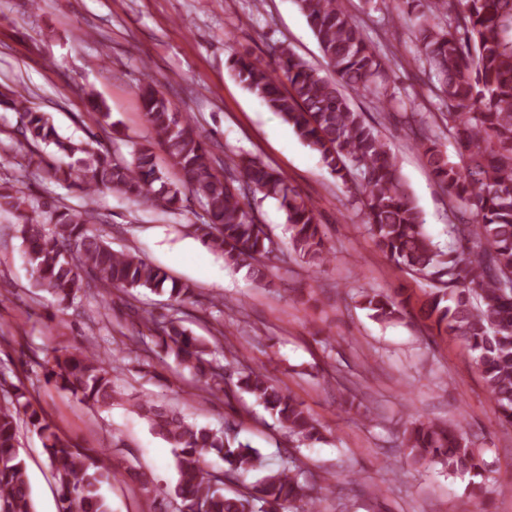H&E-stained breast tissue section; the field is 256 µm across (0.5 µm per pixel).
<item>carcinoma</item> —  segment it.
Returning <instances> with one entry per match:
<instances>
[{"mask_svg":"<svg viewBox=\"0 0 512 512\" xmlns=\"http://www.w3.org/2000/svg\"><path fill=\"white\" fill-rule=\"evenodd\" d=\"M336 79L322 76L288 44L270 47L271 61L236 55L230 69L238 82L290 125L320 156L329 174L347 189V205L361 215L367 233L401 271L431 282L435 291L418 309L410 298L363 293L359 304L381 322L419 316L439 334L454 336L475 354L486 388L503 423L512 425V0H389L396 15L414 11L413 64L432 85L439 113L423 112L407 98L402 124L435 181L448 196V251L425 230L415 197L401 177L383 132L395 99L381 57L367 41L343 0H294ZM375 100L372 123L352 106L349 93ZM142 110L166 148L177 179L159 168L151 144L137 146L128 161L90 132L61 137L48 113L10 86L0 88V106L17 114L0 126V150H19L17 168L0 180V212L13 214L33 286L50 294L63 313L81 297L138 289L168 293L174 314L142 317L149 336L132 328L124 346L148 339L189 370L211 393L234 398L245 392L277 417L302 445L321 439L318 421L259 369L243 366L232 378L213 357L210 341L183 325L195 303L192 285L172 279L137 252L115 251L96 228L106 216L90 206L100 192L150 202L163 212L180 209L185 193L198 198L206 219L193 225L201 243L224 263L254 281H268L278 246L260 222L253 201L273 199L286 214L293 252L311 268L330 260L317 203L284 175L252 157L224 172L206 136L185 112L173 110L150 78L139 86ZM97 122L115 126L104 103L89 98ZM439 118L454 153L433 129ZM31 181H51L82 192L86 203L70 206L26 192ZM47 381L92 409L123 400L113 374L117 358L87 347L66 346L45 354ZM150 430L172 448L175 480L170 497L177 512H311L322 487L305 486L296 460L245 484L266 467L258 449L238 439L231 426L202 427L149 399L134 404ZM25 423L42 442L58 485V512H112L105 486L118 479L112 459L89 460L85 449L62 437L35 406L27 386L0 380V512H35L18 431ZM405 455L415 463L442 465L452 476H481L477 449L449 426L420 421L405 430ZM224 461L207 467L204 455ZM228 482L243 486L224 493Z\"/></svg>","mask_w":512,"mask_h":512,"instance_id":"carcinoma-1","label":"carcinoma"}]
</instances>
